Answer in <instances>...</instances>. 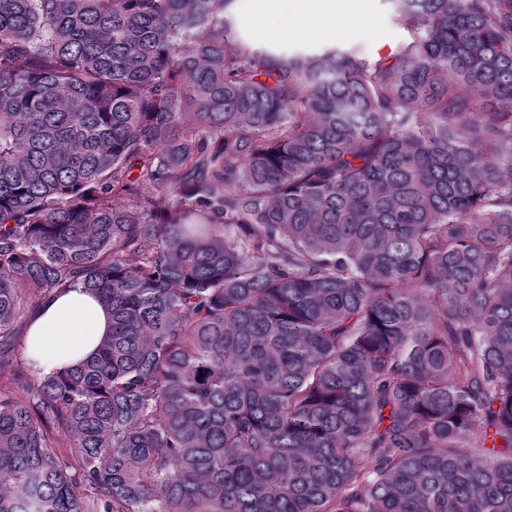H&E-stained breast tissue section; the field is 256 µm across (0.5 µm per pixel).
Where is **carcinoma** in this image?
<instances>
[{
    "mask_svg": "<svg viewBox=\"0 0 512 512\" xmlns=\"http://www.w3.org/2000/svg\"><path fill=\"white\" fill-rule=\"evenodd\" d=\"M235 2L0 0V372L112 315L0 390V512H512V0L384 56ZM110 318L92 295L59 294L32 315L26 353L45 373L86 358L109 333Z\"/></svg>",
    "mask_w": 512,
    "mask_h": 512,
    "instance_id": "1",
    "label": "carcinoma"
}]
</instances>
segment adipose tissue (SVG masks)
Wrapping results in <instances>:
<instances>
[{"label":"adipose tissue","instance_id":"obj_1","mask_svg":"<svg viewBox=\"0 0 512 512\" xmlns=\"http://www.w3.org/2000/svg\"><path fill=\"white\" fill-rule=\"evenodd\" d=\"M109 329V315L96 298L78 291L62 293L32 315L26 353L48 373L86 358Z\"/></svg>","mask_w":512,"mask_h":512}]
</instances>
